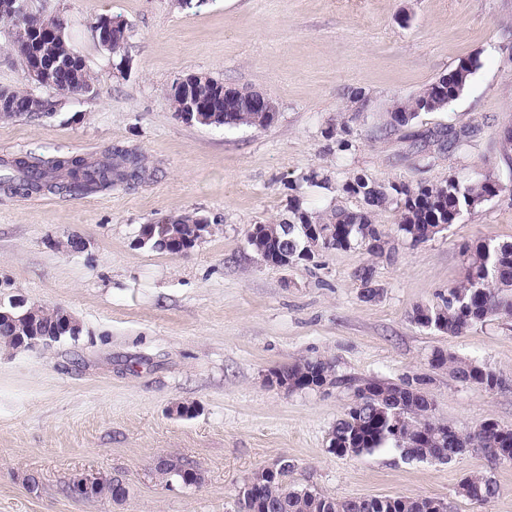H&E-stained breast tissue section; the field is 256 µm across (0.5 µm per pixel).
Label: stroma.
I'll return each mask as SVG.
<instances>
[{"label":"stroma","mask_w":512,"mask_h":512,"mask_svg":"<svg viewBox=\"0 0 512 512\" xmlns=\"http://www.w3.org/2000/svg\"><path fill=\"white\" fill-rule=\"evenodd\" d=\"M67 23L71 48L95 79L93 94L64 96L30 82L0 21V89L40 98L44 112L0 120V161L101 157L131 151L141 182L75 197L14 195L0 187V300L61 308L81 332L30 352L0 351V512H233L256 470L291 464L290 480L345 500L436 498L452 512H512V462L470 450L448 462L407 460L384 449L359 457L327 450L351 401L353 380L429 376L435 419L467 432L487 419L512 428V318L450 337L416 325V307L465 277L463 248L512 240V190L463 214L447 231L410 246L391 231L393 259L365 249L321 250L292 267L260 265L246 243L253 225L288 216L298 197L313 211L356 209L350 177L435 184L495 169L512 125V0H27ZM126 24L129 66L117 70L95 26ZM478 69L443 111L420 114L389 137L380 126L458 60ZM202 74L273 97L272 125L207 127L175 111L176 78ZM465 132L460 148L422 159V137ZM347 138L348 150L337 139ZM317 174V183L308 175ZM181 214L210 231L175 256L137 243L141 225ZM77 234L87 248L57 241ZM374 262L381 293L361 296L357 270ZM475 358L503 383L486 392L430 367L436 351ZM326 357V390L271 386L272 369ZM196 406L191 417L177 405ZM203 475L168 486L157 457ZM488 473L500 492L479 506L460 480ZM39 489L29 492L27 480ZM124 479L121 504L72 497L78 477Z\"/></svg>","instance_id":"stroma-1"}]
</instances>
